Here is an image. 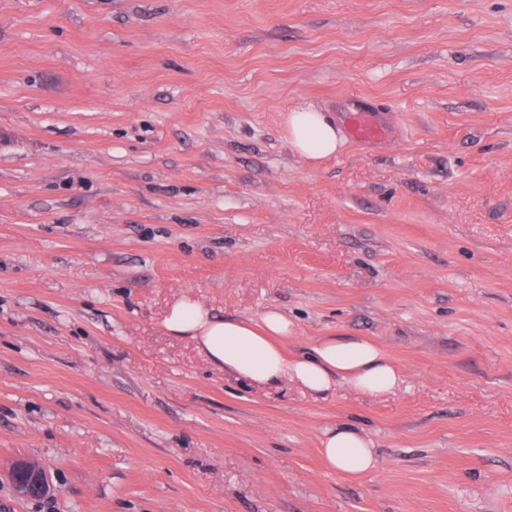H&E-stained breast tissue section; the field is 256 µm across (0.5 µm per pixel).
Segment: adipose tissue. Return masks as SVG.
Wrapping results in <instances>:
<instances>
[{
	"instance_id": "obj_1",
	"label": "adipose tissue",
	"mask_w": 512,
	"mask_h": 512,
	"mask_svg": "<svg viewBox=\"0 0 512 512\" xmlns=\"http://www.w3.org/2000/svg\"><path fill=\"white\" fill-rule=\"evenodd\" d=\"M286 133L291 149L313 163L335 154L343 144L335 121L311 106L289 112ZM164 326L171 335L191 339L212 364L262 390L290 381L322 395L342 382L378 396L393 391L402 380L382 347L364 336H326L304 353L288 354L284 343L293 325L275 309L256 321L225 318L185 295L171 305ZM320 452L328 468L352 478L376 465L371 440L345 423L325 431Z\"/></svg>"
}]
</instances>
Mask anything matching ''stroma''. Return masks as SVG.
<instances>
[{
  "instance_id": "1",
  "label": "stroma",
  "mask_w": 512,
  "mask_h": 512,
  "mask_svg": "<svg viewBox=\"0 0 512 512\" xmlns=\"http://www.w3.org/2000/svg\"><path fill=\"white\" fill-rule=\"evenodd\" d=\"M365 104L385 140L289 147ZM185 293L402 381L255 390ZM0 512H512V0H0ZM285 125L291 149L312 163L335 154L343 145L336 122L326 112L314 107L289 112ZM320 452L328 468L348 477H360L376 466L371 440L345 423L324 432ZM8 479L21 498H30L36 492L45 494L50 489L46 472L38 464L26 460L17 461L12 466ZM40 494L30 499L41 498L43 495Z\"/></svg>"
}]
</instances>
